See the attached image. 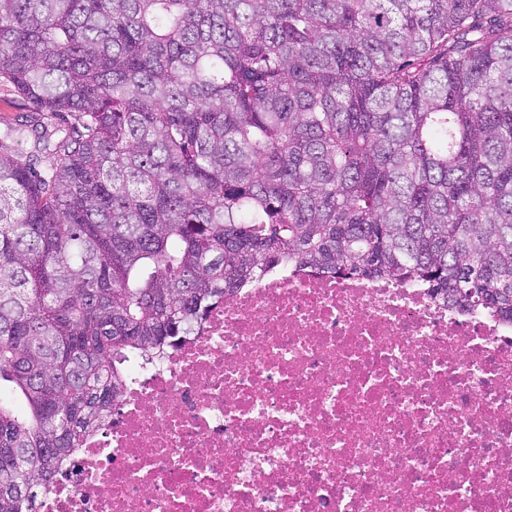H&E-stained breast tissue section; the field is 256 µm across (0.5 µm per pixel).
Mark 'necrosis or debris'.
Wrapping results in <instances>:
<instances>
[{
	"mask_svg": "<svg viewBox=\"0 0 512 512\" xmlns=\"http://www.w3.org/2000/svg\"><path fill=\"white\" fill-rule=\"evenodd\" d=\"M37 512H512V323L265 272L130 364Z\"/></svg>",
	"mask_w": 512,
	"mask_h": 512,
	"instance_id": "obj_1",
	"label": "necrosis or debris"
}]
</instances>
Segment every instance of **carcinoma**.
Masks as SVG:
<instances>
[{"label":"carcinoma","mask_w":512,"mask_h":512,"mask_svg":"<svg viewBox=\"0 0 512 512\" xmlns=\"http://www.w3.org/2000/svg\"><path fill=\"white\" fill-rule=\"evenodd\" d=\"M0 512L270 267L512 321V0H0ZM15 101L10 88L0 86V137L23 123L27 112Z\"/></svg>","instance_id":"carcinoma-1"}]
</instances>
